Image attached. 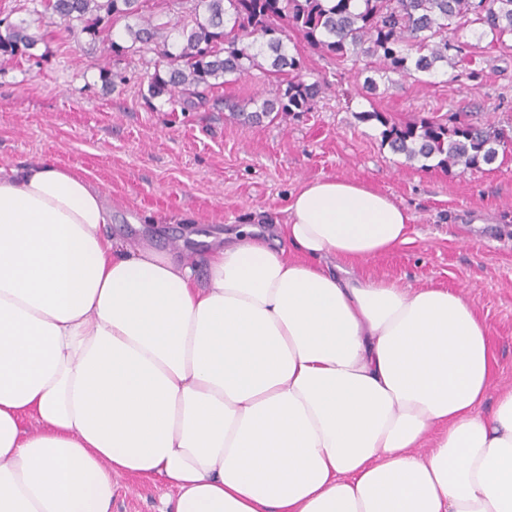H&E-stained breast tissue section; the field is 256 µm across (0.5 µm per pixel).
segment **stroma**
<instances>
[{"instance_id": "1", "label": "stroma", "mask_w": 512, "mask_h": 512, "mask_svg": "<svg viewBox=\"0 0 512 512\" xmlns=\"http://www.w3.org/2000/svg\"><path fill=\"white\" fill-rule=\"evenodd\" d=\"M41 4L0 0V18L27 21L41 37L32 57H0V166L40 162L84 175L108 194L113 238L180 245L191 255L205 249V235L284 223L308 181L364 184L408 210L410 241L356 263L355 275L410 291H459L489 328L494 384L512 386V144L475 169L424 167L392 153L380 124L362 118L373 110L399 124L464 115L512 135V53L484 40L465 49L453 73L426 84L394 74L370 95L360 67L337 65L292 33L286 45L305 79L326 88L311 111L247 128L224 102L275 90L265 71L208 92L185 112L167 97L147 99L152 52L114 56L112 34L67 38L58 19L37 17ZM104 67L113 73L108 86ZM476 214L488 224H473ZM115 483L112 512H163L173 494L132 475Z\"/></svg>"}]
</instances>
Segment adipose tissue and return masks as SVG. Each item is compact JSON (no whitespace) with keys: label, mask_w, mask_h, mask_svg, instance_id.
Listing matches in <instances>:
<instances>
[{"label":"adipose tissue","mask_w":512,"mask_h":512,"mask_svg":"<svg viewBox=\"0 0 512 512\" xmlns=\"http://www.w3.org/2000/svg\"><path fill=\"white\" fill-rule=\"evenodd\" d=\"M288 211L198 265L110 237L84 175L0 167V512H110L118 475L173 512H512L485 323L351 271L410 215L340 178Z\"/></svg>","instance_id":"1"}]
</instances>
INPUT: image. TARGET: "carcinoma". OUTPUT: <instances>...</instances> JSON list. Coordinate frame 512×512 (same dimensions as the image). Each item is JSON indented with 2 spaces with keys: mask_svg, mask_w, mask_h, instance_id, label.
I'll return each instance as SVG.
<instances>
[{
  "mask_svg": "<svg viewBox=\"0 0 512 512\" xmlns=\"http://www.w3.org/2000/svg\"><path fill=\"white\" fill-rule=\"evenodd\" d=\"M182 23L162 22L142 13L140 0H48L68 35L77 32L96 40L118 19L126 25L130 45L112 42V52L147 48L165 61L148 81L149 97L167 95L183 101V109L203 102L206 93L244 78L255 67L288 76L275 92L224 107L242 125L273 121L308 112L322 90L307 82L300 59L288 53L284 39L293 31L339 65L370 60L374 73L433 76L462 54L468 42L462 32L512 52V0H184ZM25 23L0 19V56H29L39 38ZM377 121L382 143L408 162H436L452 169L493 163L499 148L512 137L492 125L459 120L448 125L435 118L398 125L380 112H364Z\"/></svg>",
  "mask_w": 512,
  "mask_h": 512,
  "instance_id": "carcinoma-1",
  "label": "carcinoma"
}]
</instances>
